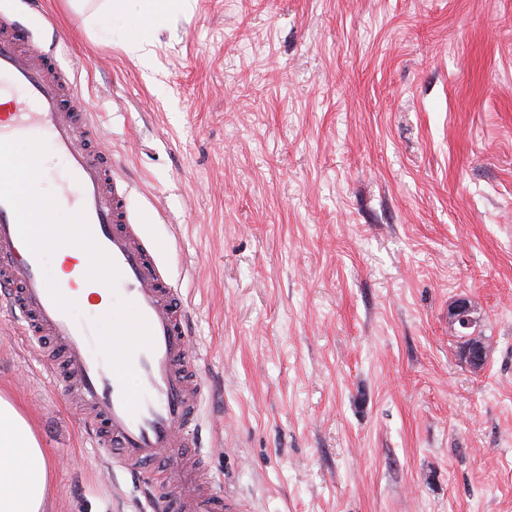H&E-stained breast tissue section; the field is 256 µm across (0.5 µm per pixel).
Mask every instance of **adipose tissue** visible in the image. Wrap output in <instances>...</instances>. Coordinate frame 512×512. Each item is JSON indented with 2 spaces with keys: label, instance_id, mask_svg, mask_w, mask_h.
<instances>
[{
  "label": "adipose tissue",
  "instance_id": "obj_1",
  "mask_svg": "<svg viewBox=\"0 0 512 512\" xmlns=\"http://www.w3.org/2000/svg\"><path fill=\"white\" fill-rule=\"evenodd\" d=\"M51 466L30 423L0 397V512H44Z\"/></svg>",
  "mask_w": 512,
  "mask_h": 512
}]
</instances>
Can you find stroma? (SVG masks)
<instances>
[{"mask_svg": "<svg viewBox=\"0 0 512 512\" xmlns=\"http://www.w3.org/2000/svg\"><path fill=\"white\" fill-rule=\"evenodd\" d=\"M58 35L203 351L215 491L252 512H512V0H186L151 65L70 0ZM490 346L469 369L449 320ZM0 394L47 512H139L0 305ZM475 311V306L468 298H459L452 304L449 314L457 335L469 341L463 361L471 370L477 371L485 365L488 349L482 336H479Z\"/></svg>", "mask_w": 512, "mask_h": 512, "instance_id": "1", "label": "stroma"}]
</instances>
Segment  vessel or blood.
I'll list each match as a JSON object with an SVG mask.
<instances>
[{"mask_svg":"<svg viewBox=\"0 0 512 512\" xmlns=\"http://www.w3.org/2000/svg\"><path fill=\"white\" fill-rule=\"evenodd\" d=\"M15 91L13 109L0 113V140L48 137L64 164L57 202L85 211L96 242L121 271L120 296L148 320L153 350L137 351L133 365L145 396L137 413L122 401L121 383L98 353L86 319L62 312L50 297L42 268L22 241L12 207L0 201V301L23 321L22 333L48 348L49 377L62 382L86 409L83 425L96 454L108 466L140 478L154 461L186 477L176 494L150 491L151 512H243L242 503L208 490L212 478L198 451L195 430L207 392L198 368L188 311L166 271L131 222L124 166L100 149L98 117L82 94L76 70L59 66L56 47L32 40L19 18L0 15V84ZM74 275L60 290L82 301L89 260L72 247Z\"/></svg>","mask_w":512,"mask_h":512,"instance_id":"vessel-or-blood-1","label":"vessel or blood"}]
</instances>
